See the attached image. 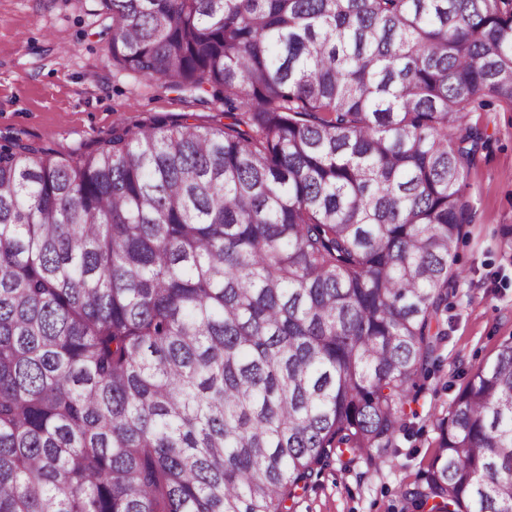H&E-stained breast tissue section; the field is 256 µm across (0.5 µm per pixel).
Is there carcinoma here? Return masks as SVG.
Segmentation results:
<instances>
[{
	"mask_svg": "<svg viewBox=\"0 0 512 512\" xmlns=\"http://www.w3.org/2000/svg\"><path fill=\"white\" fill-rule=\"evenodd\" d=\"M101 3L227 123L0 145V512H287L416 416L512 0ZM437 429L413 512H512V337Z\"/></svg>",
	"mask_w": 512,
	"mask_h": 512,
	"instance_id": "carcinoma-1",
	"label": "carcinoma"
}]
</instances>
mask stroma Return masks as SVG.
<instances>
[{"label": "stroma", "mask_w": 512, "mask_h": 512, "mask_svg": "<svg viewBox=\"0 0 512 512\" xmlns=\"http://www.w3.org/2000/svg\"><path fill=\"white\" fill-rule=\"evenodd\" d=\"M101 11L100 0H0V143L17 136L69 158L90 152L121 124L172 123L186 112L198 124H224L219 102L113 70ZM469 120L486 128L489 143L468 172V222L455 246L462 276L448 293V339L410 434L376 465L331 460L295 491L290 512H411L402 491L436 452V416L449 409L468 371L491 361L512 336V106L497 102Z\"/></svg>", "instance_id": "stroma-1"}]
</instances>
